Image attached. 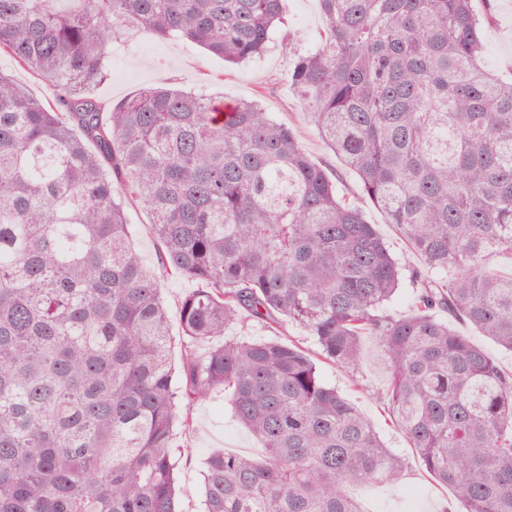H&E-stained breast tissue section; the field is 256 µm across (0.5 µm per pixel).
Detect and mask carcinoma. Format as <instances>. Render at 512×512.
<instances>
[{
    "label": "carcinoma",
    "instance_id": "cac0c4a2",
    "mask_svg": "<svg viewBox=\"0 0 512 512\" xmlns=\"http://www.w3.org/2000/svg\"><path fill=\"white\" fill-rule=\"evenodd\" d=\"M318 2V48L283 46L334 176L256 101L95 94L130 32L257 59L284 0H0V54L53 90L0 73V512H179L178 410L219 388L262 453L206 459L204 512H361L350 487L397 481L404 459L310 353L224 339L251 320L302 326L354 372L372 337L425 470L464 512H512V374L440 317L512 352V272L491 265L512 257V78L483 64L472 0ZM344 171L427 266L404 314L387 304L410 264L339 194ZM172 277L200 284L178 380ZM127 222L135 249L142 263L155 269L158 264V245L148 231L149 216L144 208L128 205L126 208Z\"/></svg>",
    "mask_w": 512,
    "mask_h": 512
}]
</instances>
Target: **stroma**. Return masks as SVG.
Masks as SVG:
<instances>
[{
	"mask_svg": "<svg viewBox=\"0 0 512 512\" xmlns=\"http://www.w3.org/2000/svg\"><path fill=\"white\" fill-rule=\"evenodd\" d=\"M475 7L479 12L492 14V22L484 32L485 66L502 76L512 77V0H475ZM321 28L318 0H286V29L301 46H314ZM290 64L291 59L277 37L261 58L232 65L193 44L138 34L129 37L127 45L113 47L109 75L97 87L96 94L106 103L115 104L148 86L174 85L228 100L256 99L275 119L296 130L303 149L312 159L339 169V162L297 109L296 98L288 84ZM338 189L361 207L396 257H408L413 269L424 270L421 257L414 254L400 229L387 223L384 214L362 194L355 178L342 176ZM126 218L142 263L156 268L158 245L148 231L146 210L137 205L127 206ZM226 334L258 340H290L309 353L317 351L313 338L294 324L276 331L255 322L235 323L228 327ZM318 367L324 382L349 399L370 420L385 445L401 455L406 463L396 483L368 482L353 487L352 493L364 512H458L451 492L426 473L379 397L387 384L388 372L375 340L367 336L362 341V387H354L347 371L338 365L322 360ZM189 416L191 430L177 435L180 451L175 460L179 500L182 512H202L204 460L218 450L254 453L259 444L234 419L223 391H214L195 403Z\"/></svg>",
	"mask_w": 512,
	"mask_h": 512,
	"instance_id": "35a3bbf8",
	"label": "stroma"
}]
</instances>
